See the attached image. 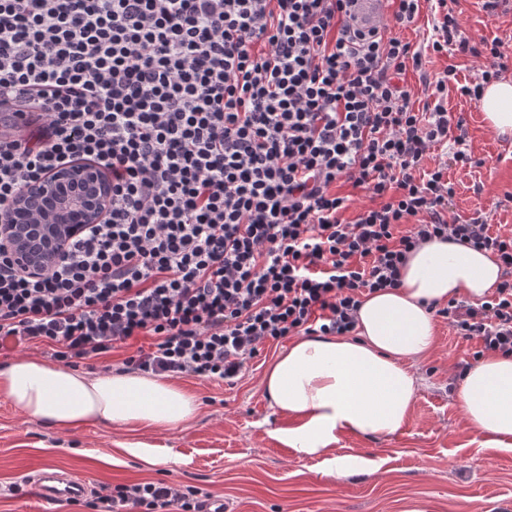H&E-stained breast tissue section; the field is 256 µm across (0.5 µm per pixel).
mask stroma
I'll use <instances>...</instances> for the list:
<instances>
[{
  "label": "stroma",
  "mask_w": 512,
  "mask_h": 512,
  "mask_svg": "<svg viewBox=\"0 0 512 512\" xmlns=\"http://www.w3.org/2000/svg\"><path fill=\"white\" fill-rule=\"evenodd\" d=\"M459 26L473 43L499 39L512 54V7L488 11L482 0H457ZM481 61L470 55L427 56L422 70L408 71L415 106L427 99L424 80L454 67L460 83L477 77ZM450 111L462 113L473 167L449 165L454 194L449 216L512 230V141L486 126L478 104L448 92ZM436 349L416 372L421 385L402 429L386 438L344 433L331 451L343 476L326 475L323 458L307 457L269 435L281 421L260 387L268 365L289 345L264 346L236 386L180 378L200 402L186 429L143 434L150 444L173 449L184 462L148 470L118 443L124 434L108 423L61 433L13 408L0 395V512H43L34 485L19 496L4 487L45 467L95 486L163 480L193 486L224 501L229 512H512V450L486 448L465 428L456 402L463 371L474 362L475 342L456 336L436 318Z\"/></svg>",
  "instance_id": "obj_1"
}]
</instances>
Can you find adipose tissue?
<instances>
[{
  "label": "adipose tissue",
  "instance_id": "ef3b65f1",
  "mask_svg": "<svg viewBox=\"0 0 512 512\" xmlns=\"http://www.w3.org/2000/svg\"><path fill=\"white\" fill-rule=\"evenodd\" d=\"M479 105L492 132L512 137L511 78L486 85ZM501 276L489 252L438 239L418 244L399 287L363 297L355 336L300 337L269 365L260 385L283 420L271 437L320 456L343 430L367 437L398 432L418 389L413 368L435 347V307L459 296L485 299ZM0 392L17 410L60 430L107 422L133 432L122 447L149 468L180 458L138 440V432L185 429L199 413L196 397L175 383L137 371L92 376L38 356L1 365ZM456 396L465 427L486 447H512V356L481 357L463 373Z\"/></svg>",
  "mask_w": 512,
  "mask_h": 512
}]
</instances>
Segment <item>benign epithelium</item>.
I'll return each mask as SVG.
<instances>
[{
	"label": "benign epithelium",
	"instance_id": "1",
	"mask_svg": "<svg viewBox=\"0 0 512 512\" xmlns=\"http://www.w3.org/2000/svg\"><path fill=\"white\" fill-rule=\"evenodd\" d=\"M112 184L106 171L90 163H70L51 178L28 186L13 202L0 229L13 264L22 271L40 274L60 258L62 246L87 224H97L109 204ZM49 213L47 224L29 217Z\"/></svg>",
	"mask_w": 512,
	"mask_h": 512
}]
</instances>
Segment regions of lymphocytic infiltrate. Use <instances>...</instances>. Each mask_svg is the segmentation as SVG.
Segmentation results:
<instances>
[{"label": "lymphocytic infiltrate", "instance_id": "f902f5d3", "mask_svg": "<svg viewBox=\"0 0 512 512\" xmlns=\"http://www.w3.org/2000/svg\"><path fill=\"white\" fill-rule=\"evenodd\" d=\"M353 0H0V106L38 110L0 138V216L58 167H103L101 223L39 276L0 254V351L48 349L69 365L150 337L124 365L234 384L262 346L347 336L364 294L400 285L407 252L441 239L496 255L492 297L439 316L482 351L512 355V233L448 217L463 116L454 69L414 108L400 79L423 51L351 21ZM428 49L485 60L459 86L479 101L512 64L472 45L436 0ZM373 203L346 220L337 181ZM92 512H204L196 488L103 486Z\"/></svg>", "mask_w": 512, "mask_h": 512}]
</instances>
